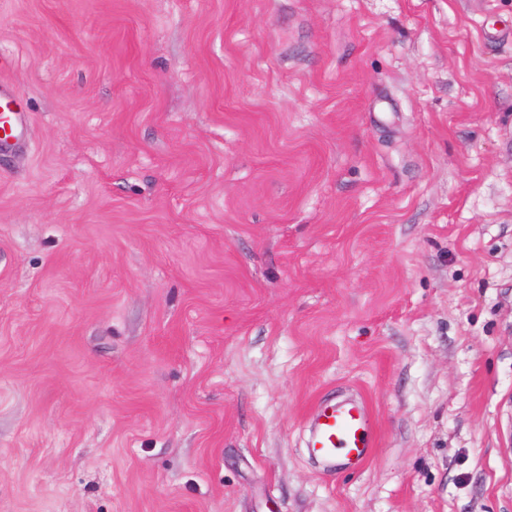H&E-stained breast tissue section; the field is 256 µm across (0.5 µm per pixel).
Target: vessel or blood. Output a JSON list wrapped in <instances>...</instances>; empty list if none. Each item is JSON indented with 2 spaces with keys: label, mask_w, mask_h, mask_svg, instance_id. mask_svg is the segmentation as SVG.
<instances>
[{
  "label": "vessel or blood",
  "mask_w": 512,
  "mask_h": 512,
  "mask_svg": "<svg viewBox=\"0 0 512 512\" xmlns=\"http://www.w3.org/2000/svg\"><path fill=\"white\" fill-rule=\"evenodd\" d=\"M29 114L14 87L0 81V148L23 147ZM376 446L372 417L360 398L318 404L306 442L309 456L336 470L361 469Z\"/></svg>",
  "instance_id": "obj_1"
}]
</instances>
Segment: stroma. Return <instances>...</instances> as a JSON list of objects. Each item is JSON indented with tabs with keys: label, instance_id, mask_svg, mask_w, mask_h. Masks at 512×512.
Instances as JSON below:
<instances>
[{
	"label": "stroma",
	"instance_id": "1",
	"mask_svg": "<svg viewBox=\"0 0 512 512\" xmlns=\"http://www.w3.org/2000/svg\"><path fill=\"white\" fill-rule=\"evenodd\" d=\"M0 57V512H512V0H0ZM29 114L14 87L0 81V149L24 146ZM375 447L372 417L360 398L318 404L306 442L309 456L322 461L328 469L359 470Z\"/></svg>",
	"mask_w": 512,
	"mask_h": 512
}]
</instances>
